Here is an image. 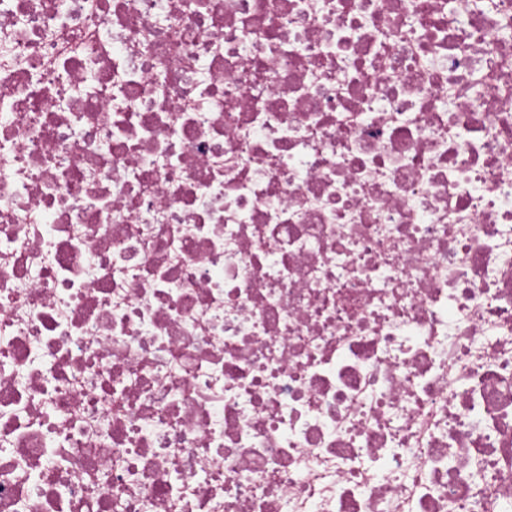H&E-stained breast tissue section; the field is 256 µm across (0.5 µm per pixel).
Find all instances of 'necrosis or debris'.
<instances>
[{"label":"necrosis or debris","instance_id":"1","mask_svg":"<svg viewBox=\"0 0 512 512\" xmlns=\"http://www.w3.org/2000/svg\"><path fill=\"white\" fill-rule=\"evenodd\" d=\"M0 512H512V0H0Z\"/></svg>","mask_w":512,"mask_h":512}]
</instances>
